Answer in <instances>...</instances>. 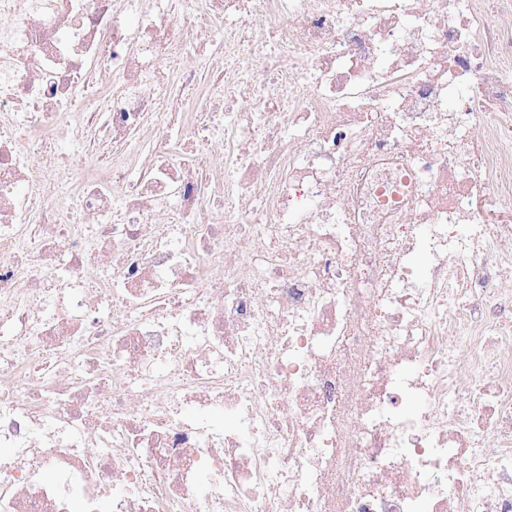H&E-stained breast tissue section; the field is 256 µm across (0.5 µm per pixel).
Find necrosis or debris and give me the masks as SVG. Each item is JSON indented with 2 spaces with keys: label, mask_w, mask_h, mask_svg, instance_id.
Here are the masks:
<instances>
[{
  "label": "necrosis or debris",
  "mask_w": 512,
  "mask_h": 512,
  "mask_svg": "<svg viewBox=\"0 0 512 512\" xmlns=\"http://www.w3.org/2000/svg\"><path fill=\"white\" fill-rule=\"evenodd\" d=\"M0 512H512V0H0Z\"/></svg>",
  "instance_id": "necrosis-or-debris-1"
}]
</instances>
